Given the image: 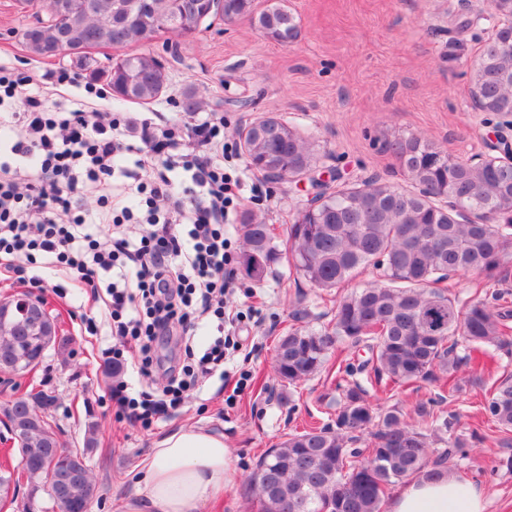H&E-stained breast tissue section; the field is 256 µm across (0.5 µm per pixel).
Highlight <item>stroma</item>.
<instances>
[{"label":"stroma","instance_id":"35a3bbf8","mask_svg":"<svg viewBox=\"0 0 512 512\" xmlns=\"http://www.w3.org/2000/svg\"><path fill=\"white\" fill-rule=\"evenodd\" d=\"M288 8L298 35L279 43L248 20L233 24L211 18L196 33L182 37L159 32L138 43L102 47L98 61L150 53L163 61L164 92L146 104L107 98L109 111L126 113L130 139L139 136L147 114L157 112L180 127L181 136L195 120L217 113L224 117V145L234 157L224 163L227 176L240 182L224 228L227 248H241L240 218L253 211L269 224L274 241L285 246L287 227L313 193L311 178L362 183L371 177L403 189L413 183L399 160L383 146L385 138L404 134L443 145L462 160L490 154L505 113L478 112L471 97L473 61L492 25L473 24L477 10L489 0H253V12L274 4ZM42 0L28 7L21 0H0V62L37 75L48 103L60 94L84 96V87L61 89L54 81L62 70H73L69 55L38 59L26 51L21 31L44 12ZM200 102L186 113V94ZM275 118L295 128L317 150L311 178L273 183L253 169L244 154L239 132L252 122ZM47 283L40 298L56 318L65 350H48L32 372L0 373V406L37 392L54 399L47 414L65 447L83 445L88 424L99 426L98 444L88 454V467L99 489L91 512H122L125 498L136 490L135 466L157 440L191 423L223 434L242 472L224 493L218 512H256L246 474L264 452L289 433L320 426L336 416V361L353 358V350L338 348L310 380L289 385L273 372L276 344L288 329L320 328L330 319L333 296L309 287L280 261L266 278H239L226 297L243 320L236 331L243 349L229 367L246 381L239 396H229L220 379L188 393L168 417L142 428L118 417L112 402L117 381L132 391L144 390L131 365L119 376L107 374L105 354L116 338L102 300L73 287L62 272L43 269ZM512 365V345L490 348L481 363L468 365L457 389L420 381L369 392L381 408L410 412L416 402L440 397V411L456 415L458 430L477 434L479 442L450 469L480 480L490 495L488 512H512V472L496 470L499 458L512 455V433L500 431L483 412L488 386Z\"/></svg>","mask_w":512,"mask_h":512}]
</instances>
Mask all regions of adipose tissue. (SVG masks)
Listing matches in <instances>:
<instances>
[{
  "mask_svg": "<svg viewBox=\"0 0 512 512\" xmlns=\"http://www.w3.org/2000/svg\"><path fill=\"white\" fill-rule=\"evenodd\" d=\"M136 472L137 490L124 512H210L239 469L223 435L189 425L158 440ZM387 512H487V496L445 471L419 474L400 488Z\"/></svg>",
  "mask_w": 512,
  "mask_h": 512,
  "instance_id": "adipose-tissue-1",
  "label": "adipose tissue"
}]
</instances>
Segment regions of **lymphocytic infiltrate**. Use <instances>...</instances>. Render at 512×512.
I'll list each match as a JSON object with an SVG mask.
<instances>
[{"mask_svg": "<svg viewBox=\"0 0 512 512\" xmlns=\"http://www.w3.org/2000/svg\"><path fill=\"white\" fill-rule=\"evenodd\" d=\"M96 103L74 100L66 110L49 109L35 78L0 64V124L17 129L5 142L11 158L0 161V280L22 276L14 263L49 264L69 272L78 288H105L116 364L133 362L150 375L152 344L170 331L182 337L185 363L170 376L159 397H132L124 387L112 395L121 413L151 426L176 409L184 392L211 377L226 378L224 364L243 345L230 334L240 313L224 297L236 270L224 238V217L237 184L224 175V121L206 118L193 129L199 149L182 167L189 180L169 176L176 148L174 127L144 123L140 144L123 139L124 118L104 116ZM136 155L134 169L117 170L116 159ZM164 160L165 170L143 182L141 170ZM97 209H83L84 196ZM108 224L111 234L97 238L92 225ZM214 332L210 344L196 349L200 326Z\"/></svg>", "mask_w": 512, "mask_h": 512, "instance_id": "lymphocytic-infiltrate-1", "label": "lymphocytic infiltrate"}]
</instances>
